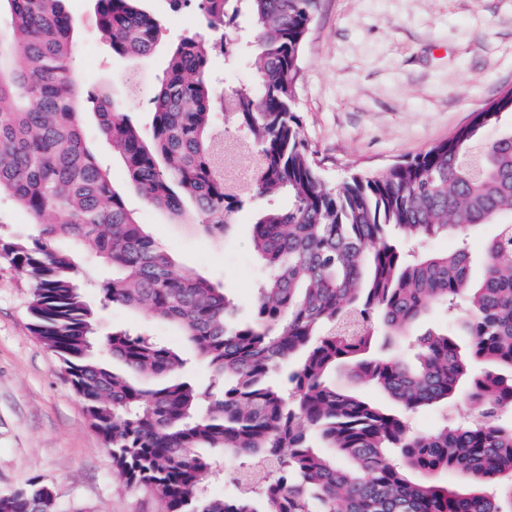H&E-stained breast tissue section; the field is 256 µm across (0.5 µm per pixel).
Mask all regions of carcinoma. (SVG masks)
I'll use <instances>...</instances> for the list:
<instances>
[{"instance_id":"obj_1","label":"carcinoma","mask_w":512,"mask_h":512,"mask_svg":"<svg viewBox=\"0 0 512 512\" xmlns=\"http://www.w3.org/2000/svg\"><path fill=\"white\" fill-rule=\"evenodd\" d=\"M317 0H170L213 31L240 13L253 36L256 84L231 91L257 162L248 186L288 195L261 210L255 252L265 268L251 320L186 275L127 208L90 151L81 104L124 161L150 205L229 229L242 207L224 181V135L214 124L224 93L209 75L224 43L182 40L152 97L153 138L101 91L83 88L71 59L76 23L65 0H0V195L39 225L29 239L0 237V255L31 284L33 331L58 358L118 476L151 491L165 512H512V89L448 139L379 176L324 181L296 110L300 54ZM112 53L146 57L161 20L142 0H96ZM497 132L487 143L485 135ZM498 226L480 279L460 247L413 254L408 245ZM87 251L112 270L103 305H126L176 325L218 384L204 392L188 358L126 329L101 340L78 282ZM468 304L462 318L417 337L414 361L376 355L435 308ZM104 349L116 365L99 355ZM347 384L333 380L336 369ZM374 387L396 411L357 390ZM467 420L435 432L410 415L452 403ZM217 455L247 458L231 482L201 492ZM466 475L461 485L429 476ZM0 512H54L41 480L0 495Z\"/></svg>"}]
</instances>
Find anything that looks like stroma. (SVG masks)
<instances>
[{
  "mask_svg": "<svg viewBox=\"0 0 512 512\" xmlns=\"http://www.w3.org/2000/svg\"><path fill=\"white\" fill-rule=\"evenodd\" d=\"M163 17L153 53L129 60L112 54L99 28L96 0H66L76 21L72 66L87 87L105 90L151 139L150 99L172 46L205 33L189 9L169 0H143ZM246 19L223 30L238 47L235 66L212 58L217 82L250 83L241 47ZM139 70L141 80L128 74ZM512 88V0H318L301 50L297 112L324 179L375 176L448 139L501 92ZM85 133L115 188L153 237L190 276L223 288L238 319L253 314V285L261 273L252 221L264 199L245 197L230 229H209L147 206L129 187L126 167L100 136L94 117ZM32 290L0 257V494L32 479L50 488L55 512H162L143 488L123 484L112 453L91 427L82 399L52 353L31 330ZM101 332L145 330L169 347L191 348L171 324L137 309L111 306Z\"/></svg>",
  "mask_w": 512,
  "mask_h": 512,
  "instance_id": "1",
  "label": "stroma"
}]
</instances>
